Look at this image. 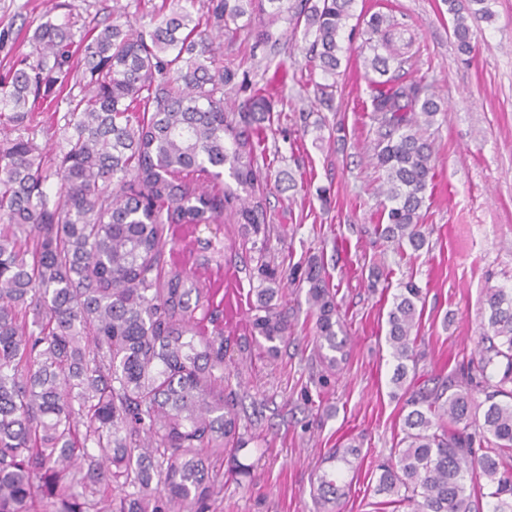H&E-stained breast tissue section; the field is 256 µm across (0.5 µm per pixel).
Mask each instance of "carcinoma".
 <instances>
[{"instance_id": "1", "label": "carcinoma", "mask_w": 512, "mask_h": 512, "mask_svg": "<svg viewBox=\"0 0 512 512\" xmlns=\"http://www.w3.org/2000/svg\"><path fill=\"white\" fill-rule=\"evenodd\" d=\"M458 50L471 51V24L494 17L489 0H443ZM168 15L137 27L115 19L76 42L48 20L39 49L0 80V124L27 134L0 138V512H216L224 499V453L243 446L237 392L224 374L227 342L218 290L166 258L180 224L233 215L251 244L246 267L254 342L276 358L292 322L283 288L308 286L318 355L345 360L348 336L320 258L290 275L268 258L272 218L260 190L266 151L257 141L273 104L262 94L224 108L235 72L201 38L238 21L276 47L285 23L332 83L356 0H170ZM390 14L365 33L372 147L385 172V223L378 238L423 249L420 224L433 179V146L422 128L440 111L420 78L387 77L407 61ZM80 87L81 96L68 92ZM67 93L68 125L30 127L38 106ZM422 290L394 294L386 342L391 384L406 395L402 437L378 468L374 492L406 512H512V292L484 290L477 350L448 378L417 383ZM484 399H479V396ZM337 443L316 477L324 512L347 498L341 466L360 455ZM488 492H483V489Z\"/></svg>"}]
</instances>
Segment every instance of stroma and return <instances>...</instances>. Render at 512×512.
I'll return each mask as SVG.
<instances>
[{
  "label": "stroma",
  "instance_id": "stroma-1",
  "mask_svg": "<svg viewBox=\"0 0 512 512\" xmlns=\"http://www.w3.org/2000/svg\"><path fill=\"white\" fill-rule=\"evenodd\" d=\"M140 19L161 0H0V76L13 61L35 56L43 21H70L74 37L111 18L115 2ZM491 22L474 28L470 54H461L443 0H357L363 17L393 15L408 42L405 79L427 78L446 106L427 136L435 150L434 177L423 220L429 244L396 254L374 235L382 206L383 173L366 149L376 137L370 84L362 59L370 49L361 33L344 40L347 62L332 108H313L322 71L309 62L301 38L283 37L279 50L256 45L247 32L234 40L213 36L237 61L238 100L257 88L277 101L279 116L265 126L268 169L261 183L281 238L270 251L284 268L309 255L324 259L350 338L349 355L324 374L307 313L306 285L288 287L295 314L286 347L270 359L251 339L248 278L239 259L204 265L206 234L177 233L171 258L190 276L217 279L224 291V370L241 385L248 444L224 461L222 512H317L310 478L328 448L358 438L361 458L344 467L351 482L342 512H380L376 466L401 437L404 400L392 393L394 362L386 344L387 313L400 281L423 292L416 369L418 380L452 374L473 353L482 333L484 290L512 289V0H490ZM284 63L294 81L266 85L267 61ZM310 111V124L294 113ZM343 118L344 139L328 128ZM382 273L370 288L372 268Z\"/></svg>",
  "mask_w": 512,
  "mask_h": 512
}]
</instances>
